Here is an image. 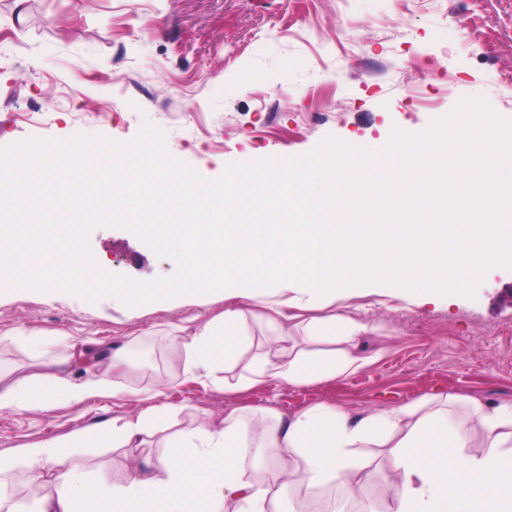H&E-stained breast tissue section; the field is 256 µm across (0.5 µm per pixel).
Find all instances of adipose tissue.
<instances>
[{
    "instance_id": "ef3b65f1",
    "label": "adipose tissue",
    "mask_w": 512,
    "mask_h": 512,
    "mask_svg": "<svg viewBox=\"0 0 512 512\" xmlns=\"http://www.w3.org/2000/svg\"><path fill=\"white\" fill-rule=\"evenodd\" d=\"M383 152L407 171L425 170L434 157L470 171L476 180L469 191L452 189L448 195L456 215L478 213L482 223H438L429 206L438 184L431 180L406 184L421 216L401 225L395 241H386L382 224L339 229L320 223V215L339 199L372 213L381 210L365 185L340 177L359 165L360 157L332 147L317 166L289 179L288 196L299 202L304 219L289 225L287 234L264 233V280L257 283L242 260L250 249L240 232L238 207L251 179L209 186L208 194H223L231 208L209 232L185 225L186 245L173 254L189 271L179 293L192 297L202 279L218 280L230 306L175 337L185 375L212 380L218 372H232L234 389L243 390L268 380L306 385L354 374L372 362L354 349L356 337L370 332V325L340 313L302 320L299 312L346 298L349 284L358 280L436 301L512 261V198L497 189L498 178L512 174V130L485 134L477 124L443 126L418 138L395 136ZM270 280L294 283L292 296L278 299L266 286ZM252 318L274 333L265 351L250 350ZM122 359V350L104 352L99 374L82 384L72 383L56 362L43 364L37 373L0 379V409L25 410L50 395L77 402L119 396L110 369ZM138 398L149 408L137 417L107 419L23 448L33 465L30 496L19 503L0 496V512H194L199 501L204 512H273L277 493L250 476L249 448L289 486L336 487L351 498L362 486L363 449L377 448L388 461L381 493L392 502L390 512H512V405L492 407L450 394L361 415L325 404L290 416L267 407L268 422L258 429L235 408L183 439L158 442L152 457L130 459L125 482L111 485L91 474L77 451L105 443L137 448L157 442L171 412L152 407V392ZM50 482L55 493H44Z\"/></svg>"
}]
</instances>
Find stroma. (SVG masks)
<instances>
[{
	"mask_svg": "<svg viewBox=\"0 0 512 512\" xmlns=\"http://www.w3.org/2000/svg\"><path fill=\"white\" fill-rule=\"evenodd\" d=\"M467 112L512 128V0H0V147L78 133L127 142L148 122L173 158L213 180L230 163L299 156L328 136L379 149ZM89 245L108 273L139 282L176 268L124 228L96 227ZM350 289L351 315L376 326L355 342L371 365L311 385L228 392L184 375L170 349L181 328L223 313L218 289L201 302L136 305L0 291L1 376L58 360L81 383L78 350L148 347L135 367L112 372L123 397L0 409V453L16 458L0 494L22 496L31 469L22 446L139 415L149 405L136 391L161 375L167 387L154 404L179 407L173 429L183 433L235 407L292 415L325 402L357 415L438 393L512 404L511 262L445 302L390 296L364 280ZM154 451L81 454L118 484L129 458Z\"/></svg>",
	"mask_w": 512,
	"mask_h": 512,
	"instance_id": "35a3bbf8",
	"label": "stroma"
}]
</instances>
